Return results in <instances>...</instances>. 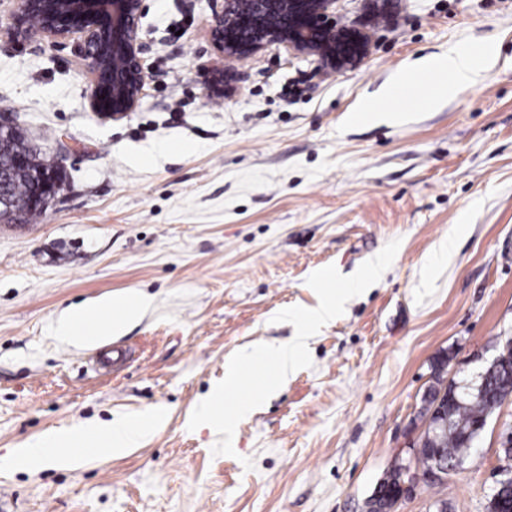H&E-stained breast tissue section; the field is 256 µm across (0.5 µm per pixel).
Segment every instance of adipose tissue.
Here are the masks:
<instances>
[{"label": "adipose tissue", "instance_id": "ef3b65f1", "mask_svg": "<svg viewBox=\"0 0 512 512\" xmlns=\"http://www.w3.org/2000/svg\"><path fill=\"white\" fill-rule=\"evenodd\" d=\"M494 60L493 46L483 47L479 53L452 49L442 55H428L398 71L390 81L398 86L406 81L426 83V105L448 98L464 85L478 83L484 71ZM145 305V299L136 292L114 294L90 305L69 310L57 319V336L75 345H87L120 331L136 318ZM164 422L159 414L124 419L121 423L104 425L83 424L40 436L33 448L18 451V463L25 467L40 466L42 449H50L52 462L61 468L79 465L84 454L112 457L138 447L142 441Z\"/></svg>", "mask_w": 512, "mask_h": 512}]
</instances>
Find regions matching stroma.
I'll return each instance as SVG.
<instances>
[{"mask_svg":"<svg viewBox=\"0 0 512 512\" xmlns=\"http://www.w3.org/2000/svg\"><path fill=\"white\" fill-rule=\"evenodd\" d=\"M146 4L150 78L117 121L90 111L74 45L0 32V112L47 154L70 150L44 215L0 225V512H366L409 460L435 359L469 380L512 337V0H397L377 19L337 0L371 45L330 76L274 46L224 58L211 0ZM488 43L482 81L409 123L348 121L407 63ZM214 69L232 73L227 93L210 89ZM395 239L380 280L309 339L312 367L239 423L234 455H213L216 432L188 422L231 356L292 341L273 317L317 307L312 272L353 274ZM130 290L149 306L103 340L123 366L53 335L68 307ZM152 411L164 424L125 455L12 461L47 432ZM511 431L512 398L462 468L395 512H487Z\"/></svg>","mask_w":512,"mask_h":512,"instance_id":"35a3bbf8","label":"stroma"}]
</instances>
